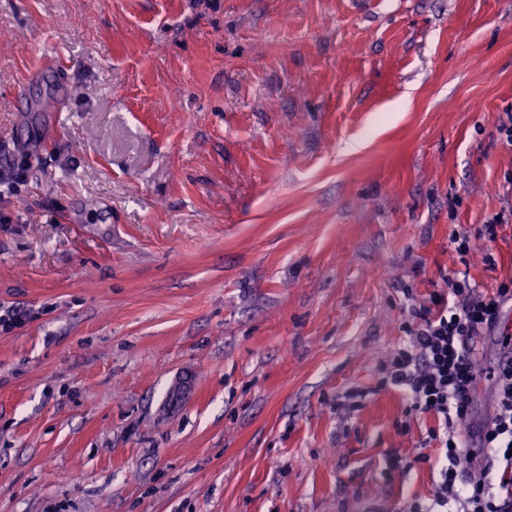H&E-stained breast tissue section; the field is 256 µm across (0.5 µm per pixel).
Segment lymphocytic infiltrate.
<instances>
[{
	"label": "lymphocytic infiltrate",
	"mask_w": 512,
	"mask_h": 512,
	"mask_svg": "<svg viewBox=\"0 0 512 512\" xmlns=\"http://www.w3.org/2000/svg\"><path fill=\"white\" fill-rule=\"evenodd\" d=\"M420 307L409 342L387 362L386 376L405 389L415 408L438 420L432 433L440 445V482L428 512H512V365L494 377L496 402L470 447L471 405L478 376L475 340L499 329L512 288L485 294L468 279L448 281Z\"/></svg>",
	"instance_id": "lymphocytic-infiltrate-1"
}]
</instances>
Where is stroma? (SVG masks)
<instances>
[{"mask_svg": "<svg viewBox=\"0 0 512 512\" xmlns=\"http://www.w3.org/2000/svg\"><path fill=\"white\" fill-rule=\"evenodd\" d=\"M510 121L512 0H0V512L430 503L378 368L512 286Z\"/></svg>", "mask_w": 512, "mask_h": 512, "instance_id": "stroma-1", "label": "stroma"}]
</instances>
